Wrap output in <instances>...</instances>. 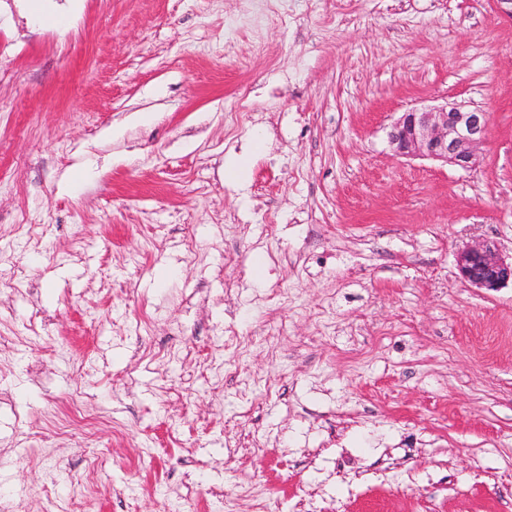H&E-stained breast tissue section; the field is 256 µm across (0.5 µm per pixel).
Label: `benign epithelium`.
Listing matches in <instances>:
<instances>
[{
    "label": "benign epithelium",
    "mask_w": 512,
    "mask_h": 512,
    "mask_svg": "<svg viewBox=\"0 0 512 512\" xmlns=\"http://www.w3.org/2000/svg\"><path fill=\"white\" fill-rule=\"evenodd\" d=\"M488 135L487 113L445 103L396 113L387 139L397 158H428L468 171L480 165ZM456 264L463 280L477 288L497 291L512 284V260H506L491 239L462 248Z\"/></svg>",
    "instance_id": "obj_1"
}]
</instances>
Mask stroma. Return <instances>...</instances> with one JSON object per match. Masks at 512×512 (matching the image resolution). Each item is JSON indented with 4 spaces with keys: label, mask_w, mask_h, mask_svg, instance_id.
Here are the masks:
<instances>
[{
    "label": "stroma",
    "mask_w": 512,
    "mask_h": 512,
    "mask_svg": "<svg viewBox=\"0 0 512 512\" xmlns=\"http://www.w3.org/2000/svg\"><path fill=\"white\" fill-rule=\"evenodd\" d=\"M445 102L480 166L391 156ZM481 239L512 255L493 0H0V502L512 512ZM456 264L463 280L477 288L497 291L512 285V256L506 260L494 240L484 239L462 248Z\"/></svg>",
    "instance_id": "35a3bbf8"
}]
</instances>
